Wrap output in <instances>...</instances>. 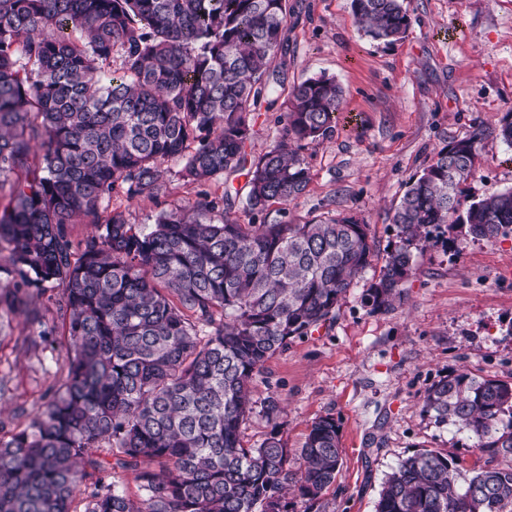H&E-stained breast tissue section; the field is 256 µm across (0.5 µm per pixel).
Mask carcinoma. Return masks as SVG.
Here are the masks:
<instances>
[{"label": "carcinoma", "instance_id": "cac0c4a2", "mask_svg": "<svg viewBox=\"0 0 512 512\" xmlns=\"http://www.w3.org/2000/svg\"><path fill=\"white\" fill-rule=\"evenodd\" d=\"M364 35L393 43L404 0H351ZM288 0H0V251L11 287L0 311L49 331L34 296L54 304L70 341L64 383L23 428L0 422V512H288L294 489L313 512L340 473L339 427L315 420L302 447L281 435L283 408L244 446L253 376L336 319L377 257L368 225L347 216L258 221L310 182L303 143L329 135L343 89L319 76L288 89L283 135L251 162L241 224L213 223L224 197L130 224L115 196L158 195L159 167L208 182L245 166L248 115L271 107L269 69L288 51ZM120 67L106 69L113 57ZM512 146V112L494 130ZM485 130L440 147L394 209L397 241L361 301L394 310L432 232L492 241L512 230V188L459 209ZM83 216L97 233L74 244ZM424 410L469 431L484 457L463 476L456 456L418 451L388 473L375 512H512V383L461 372L431 386ZM116 449L139 495L105 481L98 450Z\"/></svg>", "mask_w": 512, "mask_h": 512}]
</instances>
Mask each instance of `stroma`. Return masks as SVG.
Wrapping results in <instances>:
<instances>
[{
	"label": "stroma",
	"mask_w": 512,
	"mask_h": 512,
	"mask_svg": "<svg viewBox=\"0 0 512 512\" xmlns=\"http://www.w3.org/2000/svg\"><path fill=\"white\" fill-rule=\"evenodd\" d=\"M288 53L272 62L285 87L269 111L253 115L248 158L282 134L287 87L321 74L344 96L340 120L326 138L306 143L305 193L286 206L289 223L323 215L367 224L379 247L394 240L392 207L409 179L447 141L488 130L461 207L512 188V147L493 136L512 112V0H405L404 37L385 44L358 31L350 0H288ZM167 163L156 198L119 196L111 205L132 224L187 208L200 190L225 196L231 217L244 218L245 171L207 186L183 180ZM367 281L347 292L330 326L294 340L271 357L252 382V398L279 399L283 439L301 447L313 421L332 416L340 428L341 472L320 500V512H375L385 475L421 449L450 450L464 468L478 456L466 430L436 424L422 408L439 380L467 372L512 381V231L495 241H469L463 251L430 243L416 254V272L387 313L361 303ZM52 335L23 318L0 316V395L6 409L41 410L44 396L66 377V338L55 307L45 312Z\"/></svg>",
	"instance_id": "1"
}]
</instances>
